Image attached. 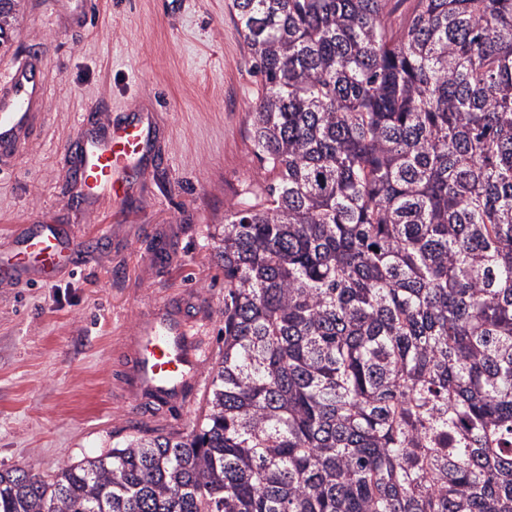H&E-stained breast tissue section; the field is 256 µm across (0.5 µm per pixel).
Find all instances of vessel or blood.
Wrapping results in <instances>:
<instances>
[{
  "instance_id": "1",
  "label": "vessel or blood",
  "mask_w": 512,
  "mask_h": 512,
  "mask_svg": "<svg viewBox=\"0 0 512 512\" xmlns=\"http://www.w3.org/2000/svg\"><path fill=\"white\" fill-rule=\"evenodd\" d=\"M46 90L33 74L30 61L13 65L0 84V156L24 154L37 117L36 107ZM155 138L150 113L127 115L118 123L79 128L76 166L78 193L94 203L125 197L142 170ZM77 237L54 226L41 231L12 232L0 243V279L47 282L72 270L78 252ZM202 349L191 342L185 326L172 322H147L134 338L136 389L165 397L177 392L187 377L202 366Z\"/></svg>"
}]
</instances>
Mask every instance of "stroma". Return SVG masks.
Segmentation results:
<instances>
[{
  "instance_id": "stroma-1",
  "label": "stroma",
  "mask_w": 512,
  "mask_h": 512,
  "mask_svg": "<svg viewBox=\"0 0 512 512\" xmlns=\"http://www.w3.org/2000/svg\"><path fill=\"white\" fill-rule=\"evenodd\" d=\"M229 0H92L72 25L55 0H26L0 74L42 57L44 118L27 153L0 165V232L68 224L76 271L0 283V470L50 474L132 435L189 431L224 349V213L269 181L250 139L261 78ZM151 113L158 151L121 201L74 199L60 147L78 115ZM182 322L205 351L186 390L133 389L129 343L146 320Z\"/></svg>"
}]
</instances>
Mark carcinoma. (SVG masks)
Instances as JSON below:
<instances>
[{"label":"carcinoma","mask_w":512,"mask_h":512,"mask_svg":"<svg viewBox=\"0 0 512 512\" xmlns=\"http://www.w3.org/2000/svg\"><path fill=\"white\" fill-rule=\"evenodd\" d=\"M230 8L274 182L216 235L204 414L0 512H512V0Z\"/></svg>","instance_id":"cac0c4a2"}]
</instances>
